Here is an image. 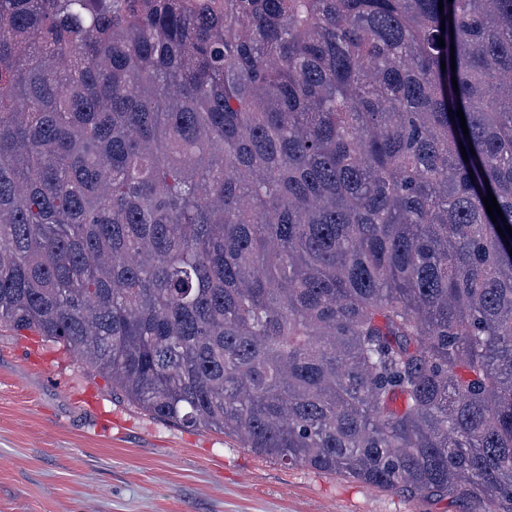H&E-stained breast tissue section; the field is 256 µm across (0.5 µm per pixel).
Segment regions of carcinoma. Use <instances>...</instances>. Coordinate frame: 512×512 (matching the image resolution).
Returning a JSON list of instances; mask_svg holds the SVG:
<instances>
[{
	"mask_svg": "<svg viewBox=\"0 0 512 512\" xmlns=\"http://www.w3.org/2000/svg\"><path fill=\"white\" fill-rule=\"evenodd\" d=\"M499 226L512 0H0V323L161 419L512 512Z\"/></svg>",
	"mask_w": 512,
	"mask_h": 512,
	"instance_id": "carcinoma-1",
	"label": "carcinoma"
}]
</instances>
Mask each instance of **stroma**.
<instances>
[{"label": "stroma", "instance_id": "1", "mask_svg": "<svg viewBox=\"0 0 512 512\" xmlns=\"http://www.w3.org/2000/svg\"><path fill=\"white\" fill-rule=\"evenodd\" d=\"M0 512H463L255 454L130 405L74 355L0 324Z\"/></svg>", "mask_w": 512, "mask_h": 512}]
</instances>
